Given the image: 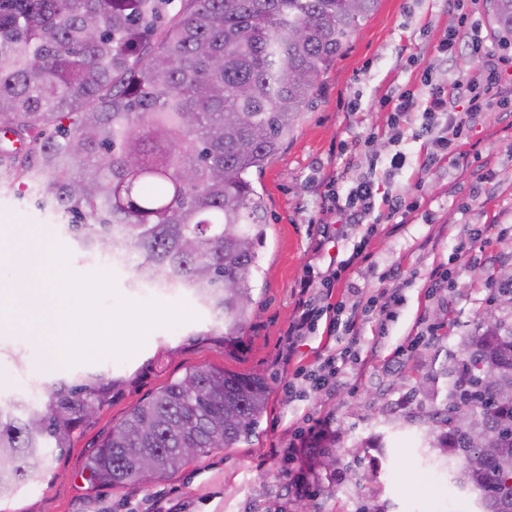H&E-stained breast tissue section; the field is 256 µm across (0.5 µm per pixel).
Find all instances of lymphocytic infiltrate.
<instances>
[{
	"mask_svg": "<svg viewBox=\"0 0 512 512\" xmlns=\"http://www.w3.org/2000/svg\"><path fill=\"white\" fill-rule=\"evenodd\" d=\"M468 47L473 57L480 60L477 71L464 73L451 83H434L430 71H423L421 86L406 89L379 99L378 106L390 113L393 120L408 118L421 113V133L426 136L430 152L423 162L424 168L448 158L452 146L465 137L473 120L491 111L493 101L501 94L504 85L512 83V58L496 54L486 46L481 29L476 23L461 20L448 35L433 48L435 57L453 60L460 47ZM465 102L464 111H456V102ZM377 189L371 175L359 177L348 193H341L338 178H331L323 195L324 223L361 224L376 206ZM299 317L288 326V349L296 351L305 336L313 333L318 325H325L328 332L339 328L354 329L358 320V306L342 304L317 305L315 297L300 299Z\"/></svg>",
	"mask_w": 512,
	"mask_h": 512,
	"instance_id": "obj_1",
	"label": "lymphocytic infiltrate"
}]
</instances>
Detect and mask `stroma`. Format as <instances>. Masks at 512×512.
I'll return each instance as SVG.
<instances>
[{"mask_svg": "<svg viewBox=\"0 0 512 512\" xmlns=\"http://www.w3.org/2000/svg\"><path fill=\"white\" fill-rule=\"evenodd\" d=\"M456 22L446 0H378L344 53L320 75L313 104L254 182L266 204V237L253 304L234 342L212 334L213 317L202 307L197 321L152 332L125 362L41 365L26 330L0 333L2 399L86 373L122 381L75 431L71 448L51 454L41 471L0 500V512H297L303 501L317 512H439L441 501L457 497L452 484L433 483L417 450L420 419L433 406L419 383L431 376L434 356L459 352L462 338L493 308L489 274L512 271V121L486 115L457 144L460 165L444 161L426 171L421 164L427 146L415 137L421 115L409 117L398 142L388 113L374 107L381 96L418 82L423 65H431L443 83L474 71L476 62L465 51L449 63L429 57ZM365 138L378 160L379 196L409 192L420 207L406 216L380 217L365 260L350 278L364 296L392 295L396 301L386 314L367 309L355 358L336 387L320 390L310 374L329 351L347 346L350 335L341 330L331 336L318 328L289 359L284 333L296 315L307 265L324 268L345 259L362 236V228L350 227L344 237L316 245L322 184L338 175L351 185L361 169L351 165L347 147ZM398 151L405 153V165L386 172L387 159ZM488 172L494 179L486 195H478ZM68 221L0 177L1 296L11 298L17 275L13 238L35 228L43 237L31 242L32 251L51 240L65 244ZM438 272L447 273L448 281L435 289L431 280ZM396 349L397 363L388 364L387 355ZM20 353L27 358L22 369L14 362ZM202 365L265 376L269 398L256 433L138 489L92 486L86 459L112 427L186 369ZM324 417L340 435V462L335 470L310 472L309 491L296 494L284 450L307 420ZM379 435L385 447H371Z\"/></svg>", "mask_w": 512, "mask_h": 512, "instance_id": "35a3bbf8", "label": "stroma"}]
</instances>
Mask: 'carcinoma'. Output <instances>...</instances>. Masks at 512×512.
<instances>
[{
	"instance_id": "cac0c4a2",
	"label": "carcinoma",
	"mask_w": 512,
	"mask_h": 512,
	"mask_svg": "<svg viewBox=\"0 0 512 512\" xmlns=\"http://www.w3.org/2000/svg\"><path fill=\"white\" fill-rule=\"evenodd\" d=\"M512 43V0H489ZM378 0H0V156L8 177L72 216L90 254L129 256L136 282L180 288L239 336L265 236L252 174L293 133L318 78ZM422 434L432 462L476 512H512V401L474 384L485 360L512 371V320L461 341ZM121 380L88 374L0 404V499L109 400ZM269 388L259 374L200 366L136 405L86 461L95 486L136 487L174 473L182 448H232L255 431ZM497 429L502 454L475 469L454 414ZM336 438L309 449L314 469Z\"/></svg>"
}]
</instances>
